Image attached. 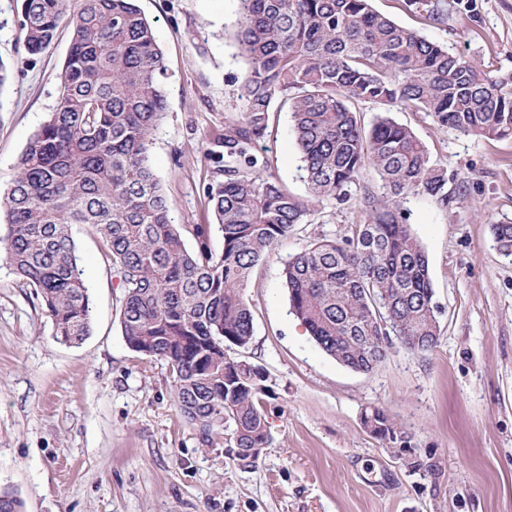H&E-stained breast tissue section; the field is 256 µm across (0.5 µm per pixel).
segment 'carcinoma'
<instances>
[{"instance_id": "1", "label": "carcinoma", "mask_w": 512, "mask_h": 512, "mask_svg": "<svg viewBox=\"0 0 512 512\" xmlns=\"http://www.w3.org/2000/svg\"><path fill=\"white\" fill-rule=\"evenodd\" d=\"M235 40L246 68L241 112L209 157L219 163L206 194L213 224L194 228L187 246L149 164L166 109L165 68L152 27L136 0H81L59 94L20 154L0 196L6 260L33 288L52 335L79 344L91 331L90 298L70 226L100 235L119 279L127 346L164 361L174 403L211 444L225 425L235 447L269 443L260 394L263 371L234 361L224 342L244 348L253 317L243 291L277 242L303 224L315 204L350 200L366 169L389 203L364 198V222L349 236L322 238L283 262L292 312L340 364L369 372L387 356L389 336H410L429 351L440 335L425 249L399 201L428 195L448 203V175L431 163L408 128L380 115L371 128L355 105L424 112L442 127L481 138L512 136V75H493L372 9L370 0H237ZM429 21L444 0H408ZM70 0H22L28 55L53 41ZM289 104L306 195L285 189L254 147L269 133L275 103ZM223 239L212 250V230ZM497 250L512 257V221L492 225ZM365 422L387 438L389 415ZM0 489V512H22Z\"/></svg>"}]
</instances>
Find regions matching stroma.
<instances>
[{"label": "stroma", "mask_w": 512, "mask_h": 512, "mask_svg": "<svg viewBox=\"0 0 512 512\" xmlns=\"http://www.w3.org/2000/svg\"><path fill=\"white\" fill-rule=\"evenodd\" d=\"M444 23L407 0L372 7L482 68L512 73V0H447ZM166 69V112L150 163L187 245L212 223L207 153L242 108L245 64L233 33L236 0H138ZM19 0H0V191L58 95L72 42L62 20L35 58L23 47ZM448 171V200H400L430 264L440 336L432 350L393 344L371 372L324 353L291 313L283 261L323 237L350 234L364 195L384 190L370 172L351 198L316 207L279 241L244 290L254 332L226 355L263 368L269 444L252 466L232 455V432L205 445L174 404L165 362L132 351L119 321L121 290L90 225L72 237L89 287L92 332L78 345L52 336L39 299L0 255V488L24 512H512V260L492 224L512 220V137L443 128L422 112L393 111ZM289 192L306 186L292 118L275 112L256 146ZM390 414L396 440L364 424Z\"/></svg>", "instance_id": "stroma-1"}]
</instances>
